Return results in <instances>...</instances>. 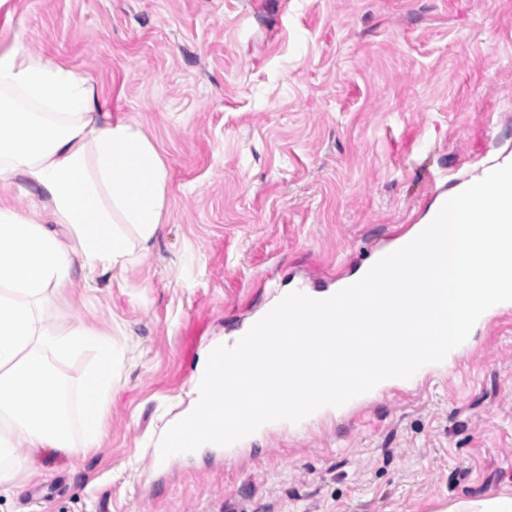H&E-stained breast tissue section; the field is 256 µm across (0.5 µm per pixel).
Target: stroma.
<instances>
[{
  "instance_id": "stroma-1",
  "label": "stroma",
  "mask_w": 512,
  "mask_h": 512,
  "mask_svg": "<svg viewBox=\"0 0 512 512\" xmlns=\"http://www.w3.org/2000/svg\"><path fill=\"white\" fill-rule=\"evenodd\" d=\"M90 76L168 171L148 261L49 303L123 350L107 435L0 512H437L512 494V318L364 406L155 462L211 344L335 288L512 156V0H7L0 49Z\"/></svg>"
}]
</instances>
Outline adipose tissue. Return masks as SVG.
<instances>
[{
    "label": "adipose tissue",
    "instance_id": "1",
    "mask_svg": "<svg viewBox=\"0 0 512 512\" xmlns=\"http://www.w3.org/2000/svg\"><path fill=\"white\" fill-rule=\"evenodd\" d=\"M19 178L41 206L22 214L0 200V495L28 467L19 445L73 460L100 446L123 355L88 324L45 326L38 307L130 254L150 258L168 171L138 124L105 111L90 76L13 47L0 51V187ZM84 352L98 364L75 413L53 361Z\"/></svg>",
    "mask_w": 512,
    "mask_h": 512
}]
</instances>
